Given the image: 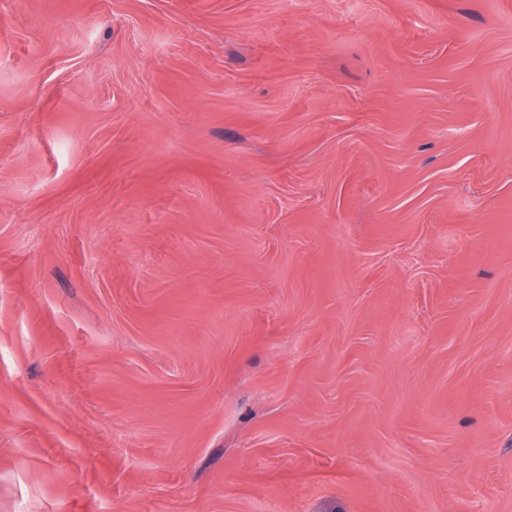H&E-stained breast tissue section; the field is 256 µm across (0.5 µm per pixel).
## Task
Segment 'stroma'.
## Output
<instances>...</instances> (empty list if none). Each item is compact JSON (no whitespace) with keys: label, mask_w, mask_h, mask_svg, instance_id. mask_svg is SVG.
<instances>
[{"label":"stroma","mask_w":512,"mask_h":512,"mask_svg":"<svg viewBox=\"0 0 512 512\" xmlns=\"http://www.w3.org/2000/svg\"><path fill=\"white\" fill-rule=\"evenodd\" d=\"M0 512H512V0H0Z\"/></svg>","instance_id":"35a3bbf8"}]
</instances>
